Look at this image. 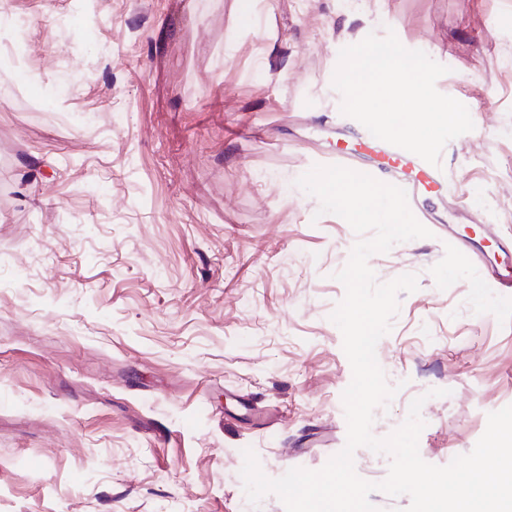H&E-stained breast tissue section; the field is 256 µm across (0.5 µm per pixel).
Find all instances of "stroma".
Masks as SVG:
<instances>
[{
	"label": "stroma",
	"mask_w": 512,
	"mask_h": 512,
	"mask_svg": "<svg viewBox=\"0 0 512 512\" xmlns=\"http://www.w3.org/2000/svg\"><path fill=\"white\" fill-rule=\"evenodd\" d=\"M0 0V512H285L240 475L321 469L352 380L330 316L357 234L296 184L382 158L340 111L342 48L395 34L447 66L472 131L376 357L385 438L424 397L421 458L512 405V295L474 287L465 229L512 244V0Z\"/></svg>",
	"instance_id": "stroma-1"
}]
</instances>
